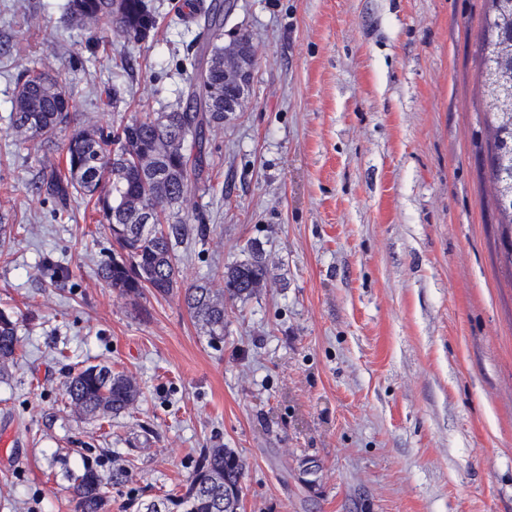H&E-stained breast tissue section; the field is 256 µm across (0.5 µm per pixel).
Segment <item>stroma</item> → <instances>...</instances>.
<instances>
[{"instance_id":"obj_1","label":"stroma","mask_w":512,"mask_h":512,"mask_svg":"<svg viewBox=\"0 0 512 512\" xmlns=\"http://www.w3.org/2000/svg\"><path fill=\"white\" fill-rule=\"evenodd\" d=\"M64 2L0 0V311L20 340L0 376V512H76L85 457L129 471L106 512H144L217 445L246 461L240 512H512V276L475 54L488 0H235L247 102L209 129L180 208L208 231L178 245L172 294L135 301L98 273L118 247L93 203L36 193L61 157L16 141V76L43 59L77 125L116 126L175 106L196 30L183 0H151L147 40L94 46ZM255 242L274 277L210 342L184 290L222 287ZM77 364L133 376L138 403L76 414Z\"/></svg>"}]
</instances>
